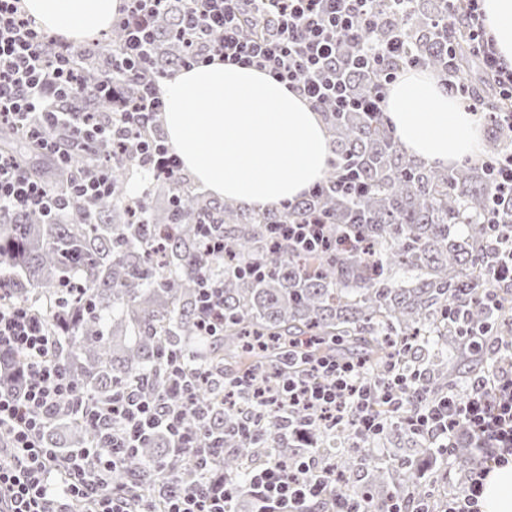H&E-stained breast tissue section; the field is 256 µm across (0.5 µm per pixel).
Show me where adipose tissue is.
Listing matches in <instances>:
<instances>
[{
  "label": "adipose tissue",
  "instance_id": "ef3b65f1",
  "mask_svg": "<svg viewBox=\"0 0 512 512\" xmlns=\"http://www.w3.org/2000/svg\"><path fill=\"white\" fill-rule=\"evenodd\" d=\"M120 0H23L45 30L83 38L109 30ZM484 24L512 67V0H484ZM163 125L194 179L216 197L254 209L295 202L331 156L321 116L287 86L222 60L181 69L163 85ZM387 115L403 149L443 167L479 152L477 117L448 97L435 76L411 72L390 89ZM482 512H512V464L484 481Z\"/></svg>",
  "mask_w": 512,
  "mask_h": 512
}]
</instances>
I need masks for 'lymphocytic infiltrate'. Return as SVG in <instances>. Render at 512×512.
Wrapping results in <instances>:
<instances>
[{
  "label": "lymphocytic infiltrate",
  "mask_w": 512,
  "mask_h": 512,
  "mask_svg": "<svg viewBox=\"0 0 512 512\" xmlns=\"http://www.w3.org/2000/svg\"><path fill=\"white\" fill-rule=\"evenodd\" d=\"M163 0H123L119 23L125 38L119 54L111 58L104 94L113 81H131L137 95L123 101V137H127L165 107L162 79L149 74L153 33L147 19ZM408 0H191L179 33L202 53L184 62L193 68L222 59L267 73L298 92L314 107L328 104L337 111L354 109L345 78L336 69V46L341 35L359 36L370 27L381 7H405ZM465 16L478 39L483 64L501 96L512 100V68L499 58L482 22V0H448V20ZM253 20L260 31L253 38L241 35L244 21ZM73 44L48 35L21 7V0H0V127H22L41 140L47 153L67 162L65 140H91L111 131V123L91 112H65L56 99L74 96L79 74L70 55ZM405 56L404 40L395 34L359 49L352 65L377 74L372 93L382 107L397 80L398 64ZM140 164L152 176H173L181 160L171 147L157 140L136 144ZM62 201L48 187L31 179L16 159L0 152V210L50 214ZM491 249L487 256L488 280L481 303L502 311V288L512 285V228L490 225ZM198 332L218 336L224 331L223 294L210 274H203ZM59 338L48 318L10 302L0 288V349L18 355L15 373L19 390L0 389V436L9 439V463L0 462V512H71L74 501L94 503V512H129L127 496L112 481L131 450L152 434L164 435L169 448L189 455L208 468L209 478L185 482L162 472L158 496L164 512H235L243 492H250L257 512H310L330 503V512H369L365 497H349L336 490V475L316 469L314 452L294 465L275 457L252 471L247 487L225 479L219 464L224 456L223 437H208L209 408L198 393L214 381L210 371L184 366L170 356V391L184 407L128 391L113 401L82 410L84 420L105 427L97 449L100 468L92 477L82 473L83 450L59 453L46 447L43 432L50 413L71 402L73 385L55 361ZM238 396L243 419L238 432L258 441L261 411L268 404L285 410L288 434L306 438L300 424L311 414L326 426L348 423L354 446L379 439L395 430L419 436L430 448H453L467 440L485 462L473 468L465 486L441 500L440 512H482L480 500L488 464L512 462V366L473 376L464 394L429 393L419 375L388 367L385 374L371 371L361 360L333 355L307 360L303 370L272 377L254 373L245 387L226 385ZM208 447H200L201 438Z\"/></svg>",
  "instance_id": "f902f5d3"
}]
</instances>
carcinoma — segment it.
<instances>
[{
    "label": "carcinoma",
    "mask_w": 512,
    "mask_h": 512,
    "mask_svg": "<svg viewBox=\"0 0 512 512\" xmlns=\"http://www.w3.org/2000/svg\"><path fill=\"white\" fill-rule=\"evenodd\" d=\"M189 6L188 0H169L158 16L148 19L155 34L151 71L156 76L178 68L190 52L177 37ZM446 13L445 0H411L405 12L385 8L376 26L358 38L340 37L339 56L358 41H382L398 33L409 50L408 60L439 74L448 69L451 45L460 94L477 89L490 100V111L507 110L512 103L500 98L494 83L472 81V74L483 70L478 43L465 25H441L439 18ZM122 38L115 22L105 49L74 54L73 64L88 87L101 82L103 55L116 51ZM376 79L372 70L346 72L352 96L363 103L370 100ZM131 92L130 84L115 85L110 97L82 92L60 107L108 118ZM321 117L331 157L318 180L320 189L300 202L264 210L211 200L182 175L166 183L165 207L148 205L139 213L126 190L135 155L117 152L109 136L90 143L86 152L75 149L70 162L60 166L41 161L37 143L22 132L0 130V148L15 152L34 176L65 196L71 179L93 160L112 175V193L91 203L69 198L49 216L0 213V283L9 288L11 301L47 315L60 301L70 309L66 321L55 326L61 336L56 360L75 386L76 405L110 401L134 387L182 405L167 396L166 356L171 352L180 353L186 364L203 360L226 383L259 369L271 376L303 366L288 361L294 348L308 358L359 357L373 368L409 366L440 392L450 384L462 385L470 368L488 366L483 357L443 341L455 335V322L488 327L495 340L512 341V321H498L479 305V286L488 277V224L512 226V194L493 197L491 173L482 163L448 169L407 155L385 113L372 105L351 112L323 107ZM486 123L487 156L494 160L505 151L507 137L492 117ZM346 169L359 186L353 194L334 189ZM313 216L326 224L328 250L303 254L286 245L271 247L270 225L302 224ZM200 224L224 225L226 262L203 254ZM246 263L262 265L264 276L255 279L235 271ZM221 266L224 334L201 344V272ZM14 362V355L0 352V386L6 390L20 387ZM200 396L212 403V427L224 430V477L239 479L248 462L282 448L283 424L276 407L266 410L262 447L254 448L232 431L237 412L221 386L202 389ZM76 416L72 411L55 415L44 432L45 446L95 451L100 428ZM309 432L322 464L334 468L338 490L353 496L370 492L378 512L390 499L405 502L411 512L433 492L418 458L433 460L438 456L434 448L420 443L413 449L415 457L383 468L324 447L331 437L350 439L347 428L333 432L315 423ZM166 445L159 436L134 449L115 480L135 486L130 502L134 512L146 504L159 479L150 468L153 462H163L172 473L184 469L183 459ZM448 454L458 462L456 484L465 483L475 461L473 449L463 439Z\"/></svg>",
    "instance_id": "obj_1"
}]
</instances>
